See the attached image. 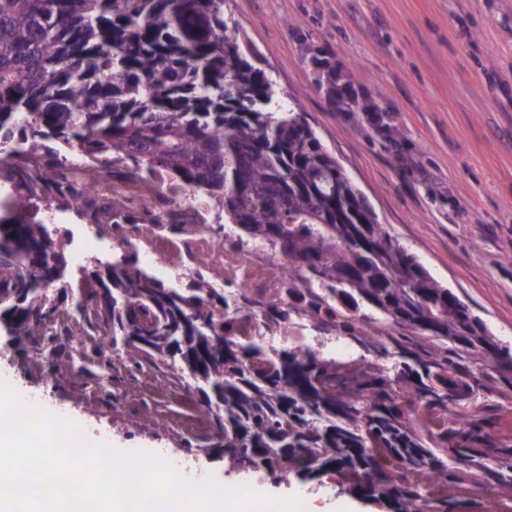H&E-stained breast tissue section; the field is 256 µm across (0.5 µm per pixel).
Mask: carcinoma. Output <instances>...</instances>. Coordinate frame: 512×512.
<instances>
[{"label": "carcinoma", "instance_id": "carcinoma-1", "mask_svg": "<svg viewBox=\"0 0 512 512\" xmlns=\"http://www.w3.org/2000/svg\"><path fill=\"white\" fill-rule=\"evenodd\" d=\"M78 148L112 174L129 162L130 192L158 170L206 190L247 239L297 268L296 309L340 339L377 343L387 366L351 368L352 386L329 392L316 377L337 361L291 343L226 332L222 292L156 279L132 255L109 279L90 271L86 307L109 291L106 312L84 316L110 331L136 368L159 364L201 382L229 457L271 473L331 471L345 493L394 512H448V489H512V447L479 411L455 414L486 386L460 352L512 356L483 320L436 281L379 224L360 190L302 113L243 55L224 0H0V155ZM0 217V326L17 342L44 337L68 309L41 304L48 277L67 293L66 259L45 227L26 219L20 166ZM160 311L153 349L131 342L133 318Z\"/></svg>", "mask_w": 512, "mask_h": 512}]
</instances>
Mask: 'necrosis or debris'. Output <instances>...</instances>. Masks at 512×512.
Listing matches in <instances>:
<instances>
[{"instance_id": "necrosis-or-debris-1", "label": "necrosis or debris", "mask_w": 512, "mask_h": 512, "mask_svg": "<svg viewBox=\"0 0 512 512\" xmlns=\"http://www.w3.org/2000/svg\"><path fill=\"white\" fill-rule=\"evenodd\" d=\"M53 159L30 158L26 203L47 216L57 214L59 196H66L67 210L81 216L89 208H103L126 192L125 160L112 163V173L94 182L66 191L53 188ZM136 204L126 212L122 230L104 235L89 224H56V241L69 249L75 263L112 250L133 251L152 274L160 279L177 277L209 288L232 292L233 307L250 313L248 332L275 341L293 337L306 345L341 357L352 349L337 344L335 336L325 335L311 317L288 307L289 289L299 282L288 262L269 246L239 241L232 227L222 226V214L205 191L162 173L147 188L135 194ZM275 307L277 320H269L265 311ZM56 351L66 360L84 388L97 381V362L109 355L112 347L105 333L87 336L81 324L60 320L53 328ZM131 388L134 396L150 402V417L158 425L171 421V408H178L179 423L189 436L211 432L212 419L198 405L182 381L156 368L142 369Z\"/></svg>"}]
</instances>
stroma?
I'll use <instances>...</instances> for the list:
<instances>
[{"label":"stroma","instance_id":"1","mask_svg":"<svg viewBox=\"0 0 512 512\" xmlns=\"http://www.w3.org/2000/svg\"><path fill=\"white\" fill-rule=\"evenodd\" d=\"M248 59L295 102L326 150L363 192L380 224L512 350V0H226ZM330 47L350 79L388 110L390 137L357 112L328 104L310 57ZM487 373L478 402L512 442V374L465 355ZM15 392L38 390L71 419L79 441L151 450L172 465L199 461L224 485L271 497L303 496L334 512H383L339 493L326 473L305 482L233 467L222 449L188 457L177 427L137 418L111 379L88 393L62 361L32 364V345L0 334V372Z\"/></svg>","mask_w":512,"mask_h":512}]
</instances>
